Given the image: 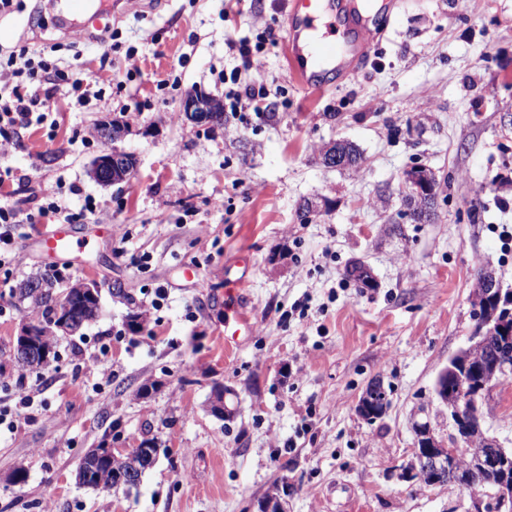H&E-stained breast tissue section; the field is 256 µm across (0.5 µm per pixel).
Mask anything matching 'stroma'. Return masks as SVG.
Segmentation results:
<instances>
[{"mask_svg":"<svg viewBox=\"0 0 512 512\" xmlns=\"http://www.w3.org/2000/svg\"><path fill=\"white\" fill-rule=\"evenodd\" d=\"M254 2L140 0L109 16L104 40L76 46L39 0L0 16V50L24 46L86 73L106 59L124 84L83 103L56 94L45 120L0 152V205L33 211L49 195L61 209L19 226L21 263L0 287V512H258L275 488L288 512H484L486 493L401 474L416 415L448 437L434 385L474 328L478 270L491 265L512 290V0H400L357 76L324 91L301 87L277 44L258 77L273 118L185 122L190 91L223 97L229 41L266 26L285 36L288 0ZM112 119L128 128L118 149L139 165L106 187L90 168L109 148L96 128ZM335 140L368 166H322L318 151ZM416 164L440 183L437 216L420 224L404 201ZM317 196L329 211L299 223V204ZM88 197L87 252L46 259L39 237ZM244 256L238 305L254 332L228 346L224 278ZM357 262L369 284L347 276ZM57 269L97 282L102 313L58 336L47 366L21 369L9 354L28 306L11 288ZM375 378L389 404L369 422L356 405ZM482 411L512 448V376ZM146 439L160 454L137 489L78 485L87 449Z\"/></svg>","mask_w":512,"mask_h":512,"instance_id":"1","label":"stroma"}]
</instances>
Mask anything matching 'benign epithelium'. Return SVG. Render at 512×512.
<instances>
[{"mask_svg": "<svg viewBox=\"0 0 512 512\" xmlns=\"http://www.w3.org/2000/svg\"><path fill=\"white\" fill-rule=\"evenodd\" d=\"M222 111V101L200 91L187 94L181 105L184 119L199 127H212L215 113ZM98 130L103 140L114 142L127 133L126 127L108 122L98 124ZM320 162L327 168L345 169L352 165V155L334 148L321 156ZM136 163L132 153L107 150L92 163L91 174L100 184L114 186L129 178ZM405 188L412 201L424 204L422 220L434 219V175L421 167L410 168L405 172ZM479 280L481 288L472 295L476 330L469 336L468 346L449 360L435 384L439 401L448 409V424L454 428L452 440L445 445L429 423H414V454L404 467V475L431 487L439 484L432 472L445 471L448 482L475 494L483 486L482 473L492 469L500 476L495 498L500 506L512 507V448L503 447L484 433L480 406L488 391L512 374V362L500 356L502 349L512 345V291L502 288L490 265L482 267ZM450 381L458 383L463 396H447ZM387 406V391L378 380L359 398L357 408L363 418L374 420L385 414Z\"/></svg>", "mask_w": 512, "mask_h": 512, "instance_id": "1", "label": "benign epithelium"}]
</instances>
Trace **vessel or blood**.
I'll return each instance as SVG.
<instances>
[{
  "label": "vessel or blood",
  "instance_id": "1",
  "mask_svg": "<svg viewBox=\"0 0 512 512\" xmlns=\"http://www.w3.org/2000/svg\"><path fill=\"white\" fill-rule=\"evenodd\" d=\"M335 0H290L286 53L298 81L307 87L328 86L336 71L360 63L368 54L375 27L359 13L343 14ZM88 0H62L58 23L68 35L87 40L91 31L83 17ZM89 245L77 225L60 224L42 238L50 255L77 256Z\"/></svg>",
  "mask_w": 512,
  "mask_h": 512
}]
</instances>
